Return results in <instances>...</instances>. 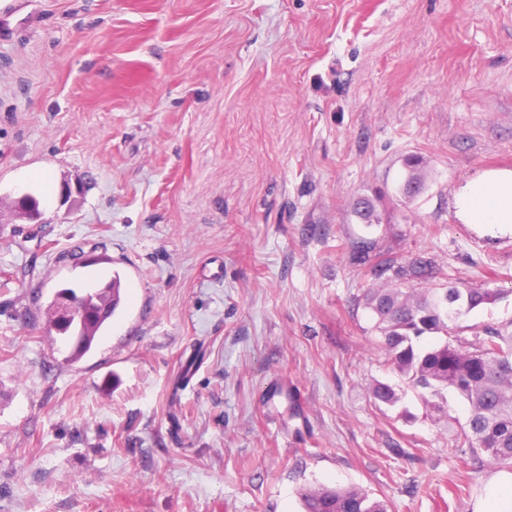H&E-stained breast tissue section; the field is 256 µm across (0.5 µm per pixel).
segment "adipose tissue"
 Returning <instances> with one entry per match:
<instances>
[{"label":"adipose tissue","mask_w":512,"mask_h":512,"mask_svg":"<svg viewBox=\"0 0 512 512\" xmlns=\"http://www.w3.org/2000/svg\"><path fill=\"white\" fill-rule=\"evenodd\" d=\"M459 218L492 232L512 233V169H490L455 195Z\"/></svg>","instance_id":"ef3b65f1"}]
</instances>
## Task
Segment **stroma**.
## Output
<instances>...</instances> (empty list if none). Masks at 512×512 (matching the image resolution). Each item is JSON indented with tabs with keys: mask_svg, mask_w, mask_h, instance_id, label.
<instances>
[{
	"mask_svg": "<svg viewBox=\"0 0 512 512\" xmlns=\"http://www.w3.org/2000/svg\"><path fill=\"white\" fill-rule=\"evenodd\" d=\"M493 168L512 0H0V198L41 212L0 210V512H302L322 485L473 512L497 468L453 450L459 397L428 417L391 370L364 294L396 278L352 253L491 281L463 336L511 322L512 235L454 203ZM115 276L67 360L46 306Z\"/></svg>",
	"mask_w": 512,
	"mask_h": 512,
	"instance_id": "obj_1",
	"label": "stroma"
}]
</instances>
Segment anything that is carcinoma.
Instances as JSON below:
<instances>
[{"mask_svg": "<svg viewBox=\"0 0 512 512\" xmlns=\"http://www.w3.org/2000/svg\"><path fill=\"white\" fill-rule=\"evenodd\" d=\"M421 162L410 159L405 179L411 193L422 185ZM440 269L416 257L397 268L399 278L412 276L433 282ZM496 288L461 287L448 281L443 288H370L367 307L376 317L375 329L387 362L407 383L432 397L452 390L468 405L466 425L456 433L454 450L468 447L484 453L491 464L512 467V329L487 325L470 341L459 335L455 321L474 309L496 301ZM121 303L117 277L93 292L81 305L88 312L114 314ZM108 319L96 316L84 323L82 344L70 359L88 353L96 334ZM372 398L393 405L395 389L385 383L371 387ZM304 512H388L385 501L357 487L305 489L301 493Z\"/></svg>", "mask_w": 512, "mask_h": 512, "instance_id": "1", "label": "carcinoma"}]
</instances>
